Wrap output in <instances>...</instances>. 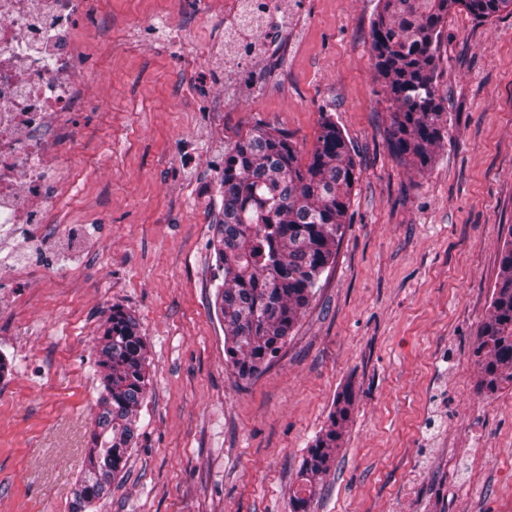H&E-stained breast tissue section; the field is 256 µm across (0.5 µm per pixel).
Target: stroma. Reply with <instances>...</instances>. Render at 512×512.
I'll use <instances>...</instances> for the list:
<instances>
[{
	"mask_svg": "<svg viewBox=\"0 0 512 512\" xmlns=\"http://www.w3.org/2000/svg\"><path fill=\"white\" fill-rule=\"evenodd\" d=\"M288 25L224 56L234 0H104L73 37L89 95L76 180L39 237L0 241V512H69L113 306L150 357L141 431L97 512H290L337 393L341 450L310 512H512V385L472 355L512 235V15L449 13L448 133L417 171L388 147L378 0H278ZM357 163L336 255L271 365L236 380L210 241L224 153L262 125L309 157L324 116Z\"/></svg>",
	"mask_w": 512,
	"mask_h": 512,
	"instance_id": "1",
	"label": "stroma"
}]
</instances>
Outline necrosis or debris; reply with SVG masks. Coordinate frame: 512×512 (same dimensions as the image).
<instances>
[{"label":"necrosis or debris","instance_id":"necrosis-or-debris-1","mask_svg":"<svg viewBox=\"0 0 512 512\" xmlns=\"http://www.w3.org/2000/svg\"><path fill=\"white\" fill-rule=\"evenodd\" d=\"M101 0H0V233L46 224L73 189L71 119L87 96L73 22Z\"/></svg>","mask_w":512,"mask_h":512}]
</instances>
